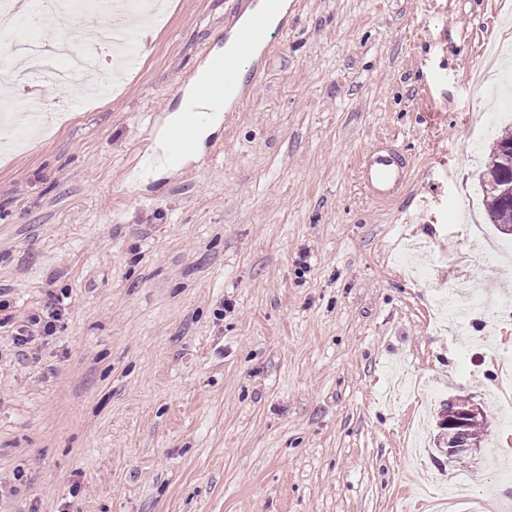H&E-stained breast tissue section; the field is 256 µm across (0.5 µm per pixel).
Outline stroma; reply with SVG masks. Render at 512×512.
I'll list each match as a JSON object with an SVG mask.
<instances>
[{"mask_svg": "<svg viewBox=\"0 0 512 512\" xmlns=\"http://www.w3.org/2000/svg\"><path fill=\"white\" fill-rule=\"evenodd\" d=\"M251 0H165L137 64L0 150V512H428L414 484L468 477L512 512L497 411L512 320L437 331L458 278L489 282L480 174L506 112L512 0H298L263 75L179 173L124 182ZM392 141L411 179L388 205L359 157ZM57 333L15 329L56 296ZM482 405V448L437 447L439 411Z\"/></svg>", "mask_w": 512, "mask_h": 512, "instance_id": "1", "label": "stroma"}]
</instances>
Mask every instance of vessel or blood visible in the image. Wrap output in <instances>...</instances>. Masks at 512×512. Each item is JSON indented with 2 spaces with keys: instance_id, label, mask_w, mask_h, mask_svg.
Returning a JSON list of instances; mask_svg holds the SVG:
<instances>
[{
  "instance_id": "vessel-or-blood-1",
  "label": "vessel or blood",
  "mask_w": 512,
  "mask_h": 512,
  "mask_svg": "<svg viewBox=\"0 0 512 512\" xmlns=\"http://www.w3.org/2000/svg\"><path fill=\"white\" fill-rule=\"evenodd\" d=\"M283 0H260L261 11L253 18L240 37L237 51L215 58L208 76L195 77L187 81L195 99L213 100L217 90H225V104L239 106L237 75L242 59L254 57L267 48L270 25L269 17L279 13ZM203 113H184L179 124L167 127L164 135L163 159L170 165H178L181 159L194 148V135L203 122ZM410 165L407 158L393 144L385 143L368 150L359 165V180L367 197L376 203L394 201L407 185Z\"/></svg>"
}]
</instances>
